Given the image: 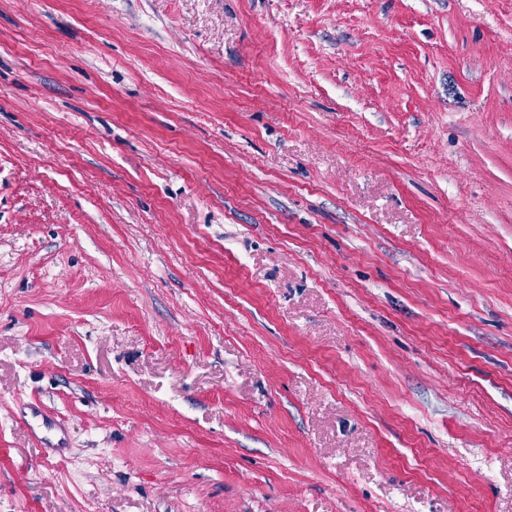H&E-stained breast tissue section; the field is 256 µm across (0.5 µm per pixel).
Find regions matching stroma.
Wrapping results in <instances>:
<instances>
[{
	"label": "stroma",
	"mask_w": 512,
	"mask_h": 512,
	"mask_svg": "<svg viewBox=\"0 0 512 512\" xmlns=\"http://www.w3.org/2000/svg\"><path fill=\"white\" fill-rule=\"evenodd\" d=\"M0 512H512V0H0ZM32 417L38 419L41 422V427L44 428L46 432L50 433L52 431H58L63 435V437H60L56 443H54L53 440L49 437L42 438V442L45 448H65V430L60 423H58L56 420H54L40 409H33Z\"/></svg>",
	"instance_id": "1"
}]
</instances>
